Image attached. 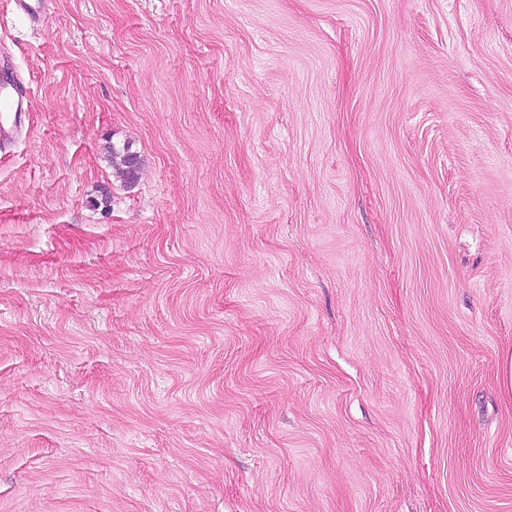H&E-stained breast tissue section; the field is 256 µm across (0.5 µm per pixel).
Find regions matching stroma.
<instances>
[{
  "label": "stroma",
  "mask_w": 512,
  "mask_h": 512,
  "mask_svg": "<svg viewBox=\"0 0 512 512\" xmlns=\"http://www.w3.org/2000/svg\"><path fill=\"white\" fill-rule=\"evenodd\" d=\"M3 48L0 512H512V0H0ZM0 135L7 133L4 122H11V128L22 125L21 119L25 112H28V104L25 98L14 88L8 90L0 87ZM26 116V114H24ZM110 160L112 167L119 172L126 183L132 184L137 180L141 160L137 152L131 151V146L123 145L122 148H116L112 145Z\"/></svg>",
  "instance_id": "obj_1"
}]
</instances>
